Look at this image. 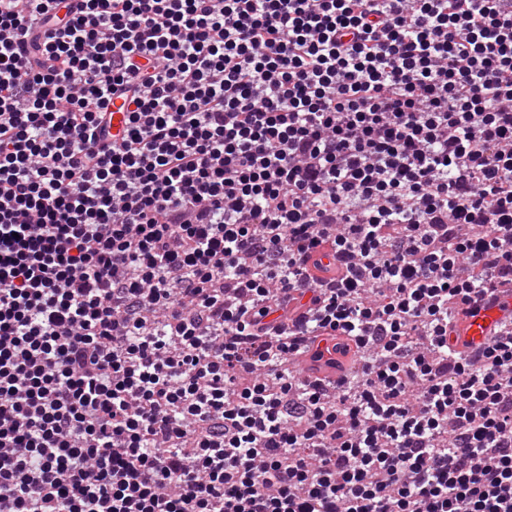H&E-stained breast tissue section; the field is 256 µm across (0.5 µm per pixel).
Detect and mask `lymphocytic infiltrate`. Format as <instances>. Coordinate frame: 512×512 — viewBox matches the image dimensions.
Wrapping results in <instances>:
<instances>
[{
	"label": "lymphocytic infiltrate",
	"instance_id": "1",
	"mask_svg": "<svg viewBox=\"0 0 512 512\" xmlns=\"http://www.w3.org/2000/svg\"><path fill=\"white\" fill-rule=\"evenodd\" d=\"M64 2L0 0V512H512V332L448 345L512 283V0Z\"/></svg>",
	"mask_w": 512,
	"mask_h": 512
}]
</instances>
